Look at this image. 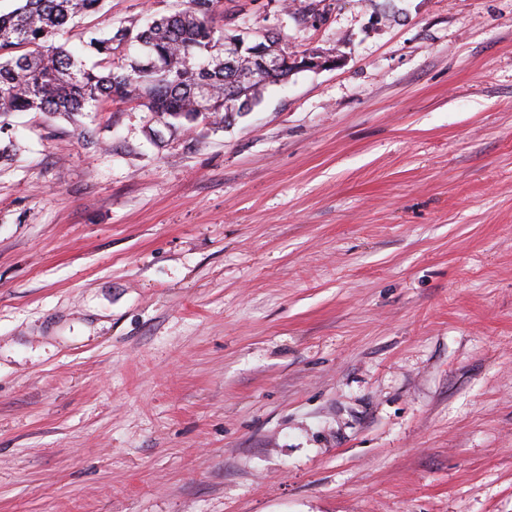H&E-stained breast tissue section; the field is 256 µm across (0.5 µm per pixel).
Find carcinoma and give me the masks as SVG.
Instances as JSON below:
<instances>
[{"label": "carcinoma", "instance_id": "1", "mask_svg": "<svg viewBox=\"0 0 512 512\" xmlns=\"http://www.w3.org/2000/svg\"><path fill=\"white\" fill-rule=\"evenodd\" d=\"M0 12V116L11 112H86L136 102L173 118L234 112L286 73L239 80L246 59L224 63V27L215 23L221 0H188L187 7L141 27L136 22L92 34L88 66L60 41L77 16L97 14L103 0H20Z\"/></svg>", "mask_w": 512, "mask_h": 512}]
</instances>
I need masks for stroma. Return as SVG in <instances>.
<instances>
[{
  "label": "stroma",
  "mask_w": 512,
  "mask_h": 512,
  "mask_svg": "<svg viewBox=\"0 0 512 512\" xmlns=\"http://www.w3.org/2000/svg\"><path fill=\"white\" fill-rule=\"evenodd\" d=\"M224 22L334 63L0 117V512H512V0Z\"/></svg>",
  "instance_id": "stroma-1"
}]
</instances>
